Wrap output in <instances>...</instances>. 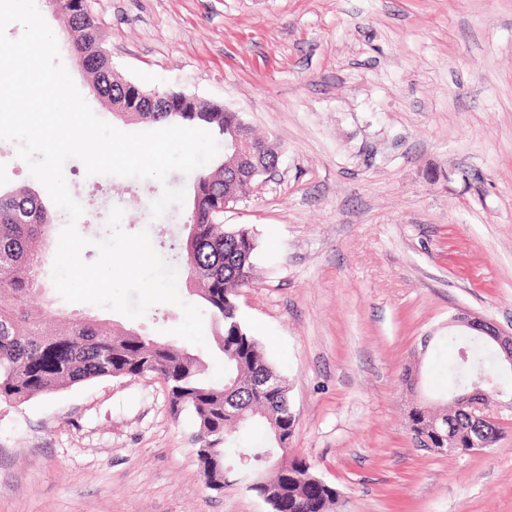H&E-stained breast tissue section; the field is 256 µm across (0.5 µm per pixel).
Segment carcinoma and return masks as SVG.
Returning <instances> with one entry per match:
<instances>
[{"label": "carcinoma", "mask_w": 512, "mask_h": 512, "mask_svg": "<svg viewBox=\"0 0 512 512\" xmlns=\"http://www.w3.org/2000/svg\"><path fill=\"white\" fill-rule=\"evenodd\" d=\"M58 14L72 59L107 108L137 107L145 90L115 74L106 36L88 0H58ZM160 96L166 112L133 111L129 116L145 124L208 126L224 139L219 159L197 173L181 243L187 276L197 285L219 339L224 380L206 378L202 361L187 349L139 330L116 329L87 316H62L52 329L44 328L43 311L32 299L42 292L43 246L52 240L56 214L34 192L20 187L0 191V400L26 401L106 377L156 375L166 383L172 413L189 410L196 419L198 461L211 488H223L229 475L249 476L250 491L273 498L272 512H329L338 491L318 480L305 459L284 451L296 422L286 381L236 307L237 289L252 280L256 239L245 226L208 220L219 196L230 190L249 193V184L232 170L234 145L242 148L240 157L257 167L267 161L261 150L264 140L250 130L247 137H238L241 116L222 104L177 91ZM448 343L457 347L451 374L470 381L481 371L500 393L509 389L491 346L463 333L449 335ZM257 418L267 425V439L248 445L240 433ZM435 418L446 421L447 412L417 405L407 415L411 438L422 448L442 447L440 435L430 428ZM458 425L462 454L473 449L475 430L463 418Z\"/></svg>", "instance_id": "carcinoma-1"}]
</instances>
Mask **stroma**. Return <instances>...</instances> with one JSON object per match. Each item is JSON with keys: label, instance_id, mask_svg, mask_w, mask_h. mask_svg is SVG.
<instances>
[{"label": "stroma", "instance_id": "obj_1", "mask_svg": "<svg viewBox=\"0 0 512 512\" xmlns=\"http://www.w3.org/2000/svg\"><path fill=\"white\" fill-rule=\"evenodd\" d=\"M112 62L151 92L241 113L281 147L274 178L224 214L253 230L242 321L285 379L291 452L340 493L331 512H512V401L498 442L417 447L416 405L444 404L448 321L466 310L512 331V0H89ZM93 112L125 132L83 72ZM79 232L149 229L177 270L190 204L152 219L166 182L64 167ZM44 186L0 141V188ZM48 318L90 315L152 334L180 307L130 319L66 302L44 267ZM418 367V392L403 381ZM190 413L162 379L112 377L0 401V512H271L240 482L209 489Z\"/></svg>", "mask_w": 512, "mask_h": 512}]
</instances>
